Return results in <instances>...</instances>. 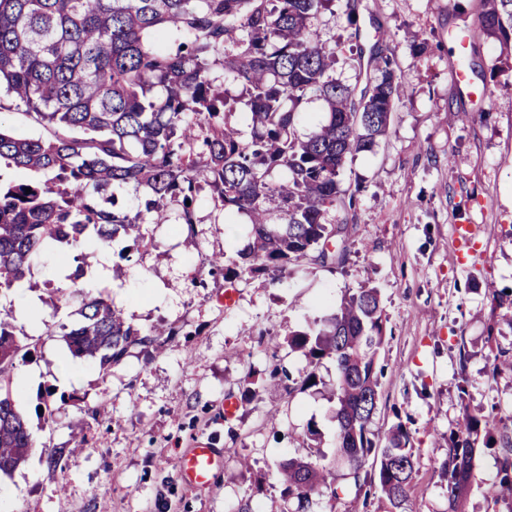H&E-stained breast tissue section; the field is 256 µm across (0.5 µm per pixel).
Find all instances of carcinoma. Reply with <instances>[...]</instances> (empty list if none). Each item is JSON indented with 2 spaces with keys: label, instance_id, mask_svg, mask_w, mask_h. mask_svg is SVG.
<instances>
[{
  "label": "carcinoma",
  "instance_id": "1",
  "mask_svg": "<svg viewBox=\"0 0 512 512\" xmlns=\"http://www.w3.org/2000/svg\"><path fill=\"white\" fill-rule=\"evenodd\" d=\"M327 0H0V89L55 127L53 137L21 136L0 128V163L52 174L40 183L0 182V290L18 288L34 260L55 247H80L75 283L95 248L124 237L140 245L143 225L163 204L181 201V220L194 223L189 202L209 175L211 199L232 224L248 218L252 244L239 253L250 276L308 264L341 265L348 224L332 213L345 202L340 175L349 156L371 152L385 135L398 95L393 54L373 53L375 73L360 95L328 74L336 50L309 26ZM480 24L501 45H512V0H483ZM223 69L237 96L213 86ZM324 101L328 119L302 137L305 104ZM244 103L250 137L229 121ZM226 110L222 123L214 122ZM282 179L272 180V173ZM144 191L130 215L114 208L116 192ZM31 193H26V189ZM79 319L60 325L75 357L118 363L132 347L148 353L166 329L128 324L102 297L80 290ZM384 316L374 288L344 297L337 312L288 345L303 351V387L313 386L322 360L337 375V442L332 461L318 454L287 458L276 468L294 512L316 496L338 498L334 470L369 485L387 512H413L414 448L402 423L384 436L370 430L377 408L376 356ZM31 354L7 314H0V384L18 359ZM489 418L465 415L449 437L444 465L448 512H464L471 488L472 436ZM381 444L371 471L368 455ZM35 441L10 394L0 396V473L24 463ZM512 512V442L486 489Z\"/></svg>",
  "mask_w": 512,
  "mask_h": 512
}]
</instances>
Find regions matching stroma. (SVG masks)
<instances>
[{
  "instance_id": "stroma-1",
  "label": "stroma",
  "mask_w": 512,
  "mask_h": 512,
  "mask_svg": "<svg viewBox=\"0 0 512 512\" xmlns=\"http://www.w3.org/2000/svg\"><path fill=\"white\" fill-rule=\"evenodd\" d=\"M481 0H360L355 18L331 5L310 20L336 49L329 71L363 90L359 57L391 52L401 77L384 137L373 151L348 158L341 188L352 207L337 209L349 226L344 265H308L277 277H236V299L224 303L222 274L249 243L247 217L228 224L201 191L195 222L181 223L179 205L147 227L154 246H104L101 272L83 279L128 323H162L171 335L151 357L138 349L109 371L73 357L59 324L75 320L77 302L57 301L73 249L44 253L26 281L0 291V313L36 349L18 363L13 396L36 439L27 461L0 476L12 512H289L278 462L315 450L336 454V366L317 367L313 388H289L273 368L298 375L307 361L288 336L332 315L349 292L377 289L385 341L377 355L379 400L372 431L403 424L415 448V512H448L442 463L463 414L493 413L479 436L466 512H503L484 495L497 472L501 435L512 433V51L486 37ZM472 31L457 58L454 36ZM465 61L482 103L453 80ZM474 224L469 247L454 229ZM238 408L225 416L224 402ZM47 403L52 424L36 412ZM223 449L224 468L206 489H187L177 461L195 441ZM62 448L51 471L44 449ZM339 499L319 496L311 512H385L352 481L338 479Z\"/></svg>"
}]
</instances>
